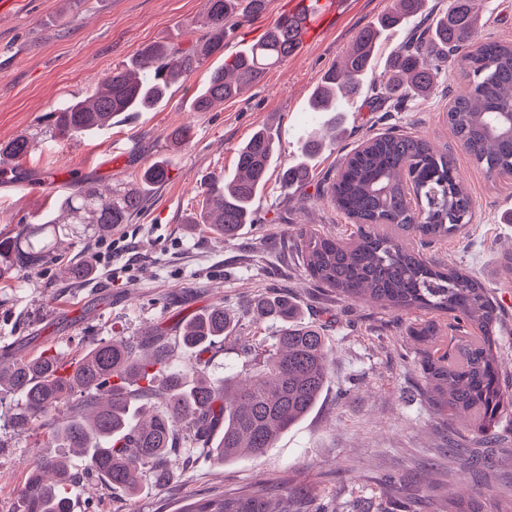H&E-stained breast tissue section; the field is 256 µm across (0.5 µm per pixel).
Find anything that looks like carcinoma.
Returning <instances> with one entry per match:
<instances>
[{
  "mask_svg": "<svg viewBox=\"0 0 512 512\" xmlns=\"http://www.w3.org/2000/svg\"><path fill=\"white\" fill-rule=\"evenodd\" d=\"M266 5L267 0H204V37L184 49L145 47L139 59L113 69L87 98L61 102L54 109L55 134L71 139L109 126L122 112L153 108L171 85L224 51L225 25L253 20ZM426 12V0H397L393 10L358 33L342 65L322 77L311 108L334 113L331 130L341 127V100L363 94L382 31L420 20ZM482 15L480 0H453L428 26H412L394 54L387 81L369 99L396 107L429 93L442 67H458L467 87L448 107V127L492 175L512 171V44L479 39ZM299 32L295 17H279L259 41L211 68L194 110L209 112L259 82L293 55ZM326 146L324 139L310 136L300 160L283 168L281 183L304 190L309 161ZM28 151L27 140H13L0 146V157L18 159ZM276 152L275 140L262 129L242 143L236 174L207 184L199 224L225 238L254 223L257 195ZM168 178L162 160L143 173L147 184L161 185ZM322 193L353 221L355 242L300 232L296 247L306 275L344 299L418 313L407 333L418 345L424 400L440 414L474 415L478 431L494 427L512 406V394L499 382L497 308L487 287L470 273L444 266L409 243L454 238L457 226L472 223L473 199L453 159L422 137L391 130L344 155L337 178ZM144 204L138 187L105 195L92 183L77 185L61 203L66 222L46 218L0 238V282L60 259L68 241L102 238L131 223ZM90 272L79 258L62 264L64 277L74 284ZM438 313L453 315L451 348L441 355L433 353L443 335ZM247 314L271 324L273 331L262 365L244 378L230 372L215 381L201 363L176 360L177 352L207 350L233 330L235 318L222 302L189 319L174 340L154 338L149 355L142 353L140 341L114 336L69 365L45 349L0 366V394L22 397L14 426L44 435L19 492L20 512L79 510L69 491L76 475L63 448L83 455L87 473L134 495L143 472L158 484L172 482L174 462L188 448L227 462L272 447L317 404L328 382L331 349L322 329L301 322L298 306L284 296L260 298ZM179 512L294 510L286 495L241 492L194 499Z\"/></svg>",
  "mask_w": 512,
  "mask_h": 512,
  "instance_id": "1",
  "label": "carcinoma"
}]
</instances>
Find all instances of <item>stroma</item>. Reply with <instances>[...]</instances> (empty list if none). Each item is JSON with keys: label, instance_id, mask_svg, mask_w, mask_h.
<instances>
[{"label": "stroma", "instance_id": "stroma-1", "mask_svg": "<svg viewBox=\"0 0 512 512\" xmlns=\"http://www.w3.org/2000/svg\"><path fill=\"white\" fill-rule=\"evenodd\" d=\"M291 3L268 0L263 16L225 37V53L260 39ZM202 5L16 0L0 12V144L15 138L33 144L23 158L0 163L9 174L0 180V237L57 214L60 195L74 182L106 193L141 186L154 161L170 164L169 180L148 190L133 223L112 232L127 237L135 254L129 269L116 278L98 269L81 284L64 280L55 262L19 272L0 288V346L27 356L49 347L68 360L116 334L175 336L185 321L220 301L236 320L232 333L204 355L210 377L220 379L241 370L243 344H261L269 334L243 316L244 307L280 293L298 304L303 322L322 327L332 349L328 384L315 409L261 455L232 463L194 459L173 483L143 480L134 499L87 475L77 478L73 497L85 512H178L216 490L270 496L308 488L313 497L301 503L302 512L314 506L321 512H512V408L486 436L477 433L473 417L440 420L420 394L409 315L316 287L294 247L302 230L350 235L351 224L318 190L336 176L343 153L388 129L429 140L454 159L475 217L464 233L423 251L486 285L500 315V376L512 390V284H501L498 275L502 255L512 252V178H490L448 128L451 98L466 87L459 70L442 74L426 101L399 112L343 101L345 135L316 157L304 193L279 181L280 170L295 163L301 143L325 120L309 108L313 88L395 0H348L301 51L212 111L191 105L208 79L204 66L173 85L154 109L121 113L109 127L72 140L51 133L49 116L61 101L91 94L146 46L185 48L202 37ZM182 128L192 133L185 143L173 138ZM261 128L274 136L278 152L256 201L257 221L216 240L194 223L202 186L233 173L239 145ZM19 405L11 394L0 400V512H16L37 451L35 435L11 422Z\"/></svg>", "mask_w": 512, "mask_h": 512}]
</instances>
